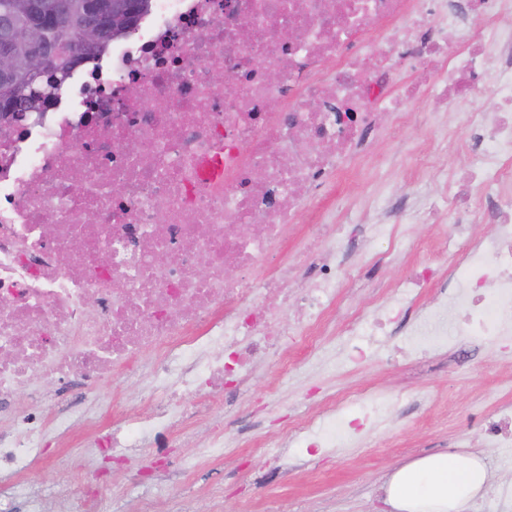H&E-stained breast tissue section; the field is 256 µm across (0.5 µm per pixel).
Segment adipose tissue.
Segmentation results:
<instances>
[{"label":"adipose tissue","instance_id":"ef3b65f1","mask_svg":"<svg viewBox=\"0 0 512 512\" xmlns=\"http://www.w3.org/2000/svg\"><path fill=\"white\" fill-rule=\"evenodd\" d=\"M488 481L479 454H436L395 470L385 492L394 512H466Z\"/></svg>","mask_w":512,"mask_h":512}]
</instances>
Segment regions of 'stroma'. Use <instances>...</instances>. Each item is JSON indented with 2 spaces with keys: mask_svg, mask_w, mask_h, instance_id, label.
Here are the masks:
<instances>
[{
  "mask_svg": "<svg viewBox=\"0 0 512 512\" xmlns=\"http://www.w3.org/2000/svg\"><path fill=\"white\" fill-rule=\"evenodd\" d=\"M426 109L424 101L413 102L405 125L385 137L381 152L338 178L337 223H358L360 201L370 204L388 194L412 200L437 190L433 175L416 173L407 164L408 149L428 145L432 137L421 118ZM410 266L406 258L362 265V285L344 293L343 308L369 304L376 286L404 276ZM408 342L403 325H396L353 365L345 359L349 339L339 333L325 337L320 349L299 352L288 376L275 365L261 366L236 403L224 411L201 412L161 455L138 448L117 461L80 445L62 448L54 434H47L42 460L26 480L34 487L109 481L111 512H138L144 499L154 500L157 512H268L274 496L286 512H392L383 485L394 470L428 455L475 452L482 455L490 481L469 512H502L495 488H512V447L489 446L469 427L465 413L477 405H512V343L456 336L447 350L392 358L393 349ZM354 389L382 393L397 403L389 423L372 430L367 441L316 452L288 447L282 473L256 450L266 438L287 439L288 424L301 408L318 410L328 397ZM214 430L232 442L220 460L201 446Z\"/></svg>",
  "mask_w": 512,
  "mask_h": 512,
  "instance_id": "obj_1",
  "label": "stroma"
}]
</instances>
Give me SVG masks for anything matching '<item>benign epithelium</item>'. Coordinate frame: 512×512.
I'll use <instances>...</instances> for the list:
<instances>
[{
  "mask_svg": "<svg viewBox=\"0 0 512 512\" xmlns=\"http://www.w3.org/2000/svg\"><path fill=\"white\" fill-rule=\"evenodd\" d=\"M135 0H59L52 10L24 0L0 13V82L22 86L28 97L43 102L53 96L62 77L53 74L52 47L66 45L80 61L100 48L105 37L122 35L131 25ZM76 40H68L73 29Z\"/></svg>",
  "mask_w": 512,
  "mask_h": 512,
  "instance_id": "7a95c632",
  "label": "benign epithelium"
}]
</instances>
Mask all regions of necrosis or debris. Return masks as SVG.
<instances>
[{"label":"necrosis or debris","mask_w":512,"mask_h":512,"mask_svg":"<svg viewBox=\"0 0 512 512\" xmlns=\"http://www.w3.org/2000/svg\"><path fill=\"white\" fill-rule=\"evenodd\" d=\"M442 2L149 0L54 100L0 124V406L74 378L95 386L116 369L136 372L142 353L156 356L145 404L121 408L115 427H101L93 409L50 419L31 403L0 434V512H15L14 479L40 460L47 432L115 452L168 447L195 417L183 395L202 391L209 407L224 406L263 362L288 368L298 345L320 348L336 323L389 334L425 290L436 306L409 327L407 354L442 346L452 324L512 337V0H468L485 24L470 40ZM288 28L290 42L280 36ZM401 56L426 58L431 72L397 93L388 76ZM217 70L231 81H215ZM489 89L494 110L470 109ZM420 99L434 121L461 113L465 135L438 131L433 146L411 152L415 169L478 152L405 215L450 222L440 246L379 223H322L336 176ZM216 156L223 175L203 178L202 163ZM306 216L310 236L281 258ZM483 219L496 226L486 240L469 232ZM378 238L387 242L380 261H417L386 283L380 303L339 316L356 260ZM161 252L168 262L157 261ZM292 307L297 316L281 321ZM384 410L365 390L332 397L297 419L294 440L333 448ZM470 422L485 441L512 446L511 407ZM53 496L64 512H107L112 487L72 483Z\"/></svg>","instance_id":"necrosis-or-debris-1"}]
</instances>
